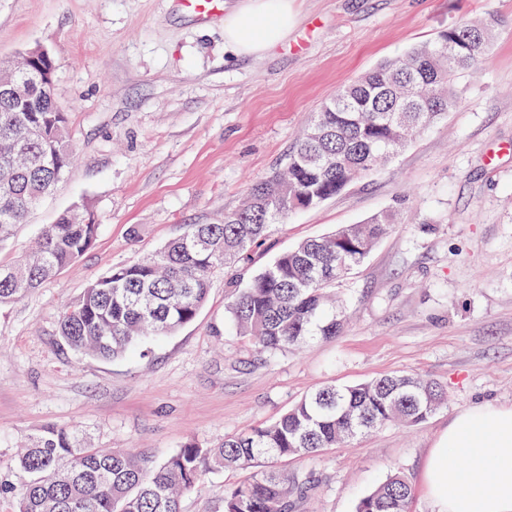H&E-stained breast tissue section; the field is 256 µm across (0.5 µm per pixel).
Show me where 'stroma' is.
<instances>
[{"mask_svg": "<svg viewBox=\"0 0 512 512\" xmlns=\"http://www.w3.org/2000/svg\"><path fill=\"white\" fill-rule=\"evenodd\" d=\"M287 41L224 51L223 13L180 0H0V61L50 50L54 98L76 161L0 243L14 262L44 225L91 214L93 246L70 268L0 307V460L43 425L97 448L163 460L268 424L315 388L383 374L433 378L448 401L415 426L391 423L307 457L275 460L308 488L294 512H356L393 473L431 512L423 471L461 411L512 406V0H293ZM494 10L499 24L458 103L386 166L272 226L254 261L214 274L189 324L120 359L71 350L62 308L120 264L157 252L188 224L221 222L250 184L283 167L313 112L342 86L449 27ZM392 210L400 225L336 285L343 329L274 357L225 317L230 274L248 280L298 242ZM246 471L205 473L182 512H222Z\"/></svg>", "mask_w": 512, "mask_h": 512, "instance_id": "1", "label": "stroma"}]
</instances>
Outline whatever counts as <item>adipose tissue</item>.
I'll list each match as a JSON object with an SVG mask.
<instances>
[{
  "mask_svg": "<svg viewBox=\"0 0 512 512\" xmlns=\"http://www.w3.org/2000/svg\"><path fill=\"white\" fill-rule=\"evenodd\" d=\"M290 0H247L224 17V47L254 55L287 38ZM423 484L433 512H512V406L460 413L435 442Z\"/></svg>",
  "mask_w": 512,
  "mask_h": 512,
  "instance_id": "obj_1",
  "label": "adipose tissue"
}]
</instances>
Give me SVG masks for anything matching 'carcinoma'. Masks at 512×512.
<instances>
[{
	"mask_svg": "<svg viewBox=\"0 0 512 512\" xmlns=\"http://www.w3.org/2000/svg\"><path fill=\"white\" fill-rule=\"evenodd\" d=\"M497 25L490 11L342 87L314 113L286 168L253 183L241 205L224 213L223 223L188 224L155 256L115 266L91 281L60 313L63 342L114 359L193 321L213 274L249 260L289 211L319 206L447 114L457 103L455 80L475 71ZM55 108L51 89L37 91L24 105L0 97V243L72 163L67 115ZM396 224V214L385 211L282 252L245 284L233 285L226 308L232 326L269 357L315 336L338 335L341 321L329 288ZM97 231L89 217L64 215L45 225L17 263L0 265L10 272L7 279L0 274V305L22 299L80 258ZM446 398L447 390L433 379L395 374L327 385L270 424L217 444L191 441L160 462L92 448L78 430L47 424L14 459L0 464V505L10 512H181L182 498L199 488L206 472L317 453L393 422L415 425ZM302 489L294 475L255 471L224 497V512H291L292 498ZM410 495L407 481L394 474L359 502L357 512H408Z\"/></svg>",
	"mask_w": 512,
	"mask_h": 512,
	"instance_id": "cac0c4a2",
	"label": "carcinoma"
}]
</instances>
